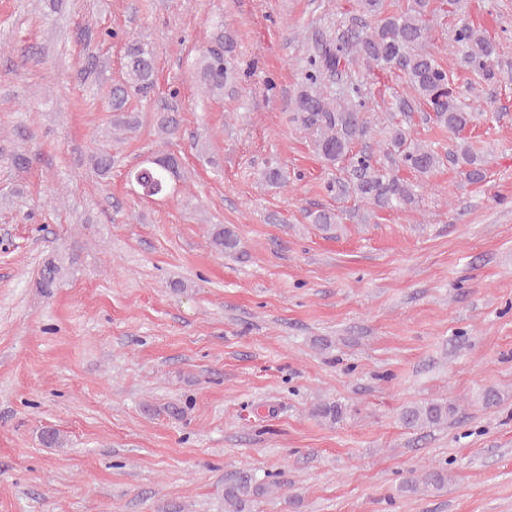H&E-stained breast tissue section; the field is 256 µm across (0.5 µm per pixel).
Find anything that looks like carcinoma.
<instances>
[{
    "label": "carcinoma",
    "mask_w": 512,
    "mask_h": 512,
    "mask_svg": "<svg viewBox=\"0 0 512 512\" xmlns=\"http://www.w3.org/2000/svg\"><path fill=\"white\" fill-rule=\"evenodd\" d=\"M365 16L374 19V26L364 33L352 26L343 29L336 39L325 42L308 54L303 69L301 88L295 98L296 112L302 122L312 129L316 151L331 166L342 165L343 175L328 184V191L338 197H354L375 210L397 209L412 204L419 185L401 178L397 171L405 167L420 178L433 175L450 164L461 169L471 183L486 178L485 160L466 143L449 147L415 141L410 137L414 103L427 107L429 119L455 134L474 122L475 113L460 99L452 87L446 70L430 51L431 28L426 17L431 0H410L406 10L387 14L384 0H358ZM214 46L203 50L193 64L194 73L203 92L211 97L224 96V90L235 79L234 40L224 32V20L211 21ZM451 50L461 54L470 68L483 67L496 52V45L474 25L464 22L451 39ZM125 73L121 81L108 86L107 99L112 108V130L115 138L137 129L138 114L128 111L133 96L146 97L156 82V48L136 37L124 43ZM360 61L372 69L402 71L413 95L397 98L396 108L385 130L387 148L385 163L374 159L369 146L355 152L354 145L372 138L373 128L365 117V87L356 72L346 66ZM177 92L161 101L155 112L157 129L173 135L179 125ZM90 164L96 175L104 178L112 170V153L104 148L94 150ZM262 180L279 188L287 186L282 168L268 165L261 172ZM129 179L134 190L143 198L166 199L179 193L184 179L180 158L171 152L157 151L132 170ZM312 223L323 230L336 227L337 214L321 209L311 213ZM207 237L212 249L219 254L238 251L240 239L235 231L222 224H210ZM63 257L52 254L45 258L35 287L49 294L66 278ZM455 406L432 400L404 408L400 419L412 430L436 428L448 423ZM313 413L332 424L343 419L344 408L335 401H321ZM40 440L46 448H63L65 439L60 430L45 428ZM448 484V472L424 468L405 484V489L439 490ZM277 486L274 475L260 479L249 471H240L224 483V504L227 512H251V503Z\"/></svg>",
    "instance_id": "carcinoma-1"
}]
</instances>
